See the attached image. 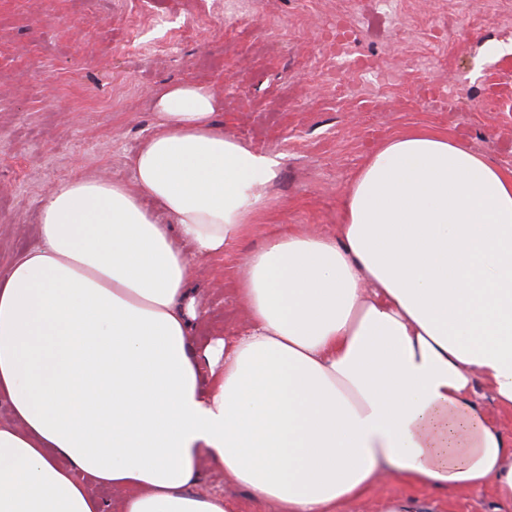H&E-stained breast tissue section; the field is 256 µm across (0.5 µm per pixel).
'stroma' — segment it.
<instances>
[{
	"label": "stroma",
	"mask_w": 512,
	"mask_h": 512,
	"mask_svg": "<svg viewBox=\"0 0 512 512\" xmlns=\"http://www.w3.org/2000/svg\"><path fill=\"white\" fill-rule=\"evenodd\" d=\"M356 53L394 81L362 109L365 75L345 72L326 41L337 20ZM512 0H0V272L37 243L42 199L78 172L132 181L130 161L157 122L155 92L192 82L223 102L216 121L247 147L278 156L266 224L332 234L349 183L391 136L425 127L512 167ZM453 91V105L431 90ZM264 227L231 251L193 261L197 352L246 322L228 286ZM494 512L490 491L446 494L384 479L348 512Z\"/></svg>",
	"instance_id": "stroma-1"
}]
</instances>
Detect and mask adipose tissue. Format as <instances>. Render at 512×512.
Instances as JSON below:
<instances>
[{
	"label": "adipose tissue",
	"mask_w": 512,
	"mask_h": 512,
	"mask_svg": "<svg viewBox=\"0 0 512 512\" xmlns=\"http://www.w3.org/2000/svg\"><path fill=\"white\" fill-rule=\"evenodd\" d=\"M156 99L133 182L53 188L0 275V512H103L91 479L120 512H243L195 491L205 460L276 512H345L390 474L512 506V437L475 391L512 410V168L428 130L385 140L335 234L273 224L242 259L246 324L204 393L181 243L250 235L279 163L207 88Z\"/></svg>",
	"instance_id": "1"
}]
</instances>
